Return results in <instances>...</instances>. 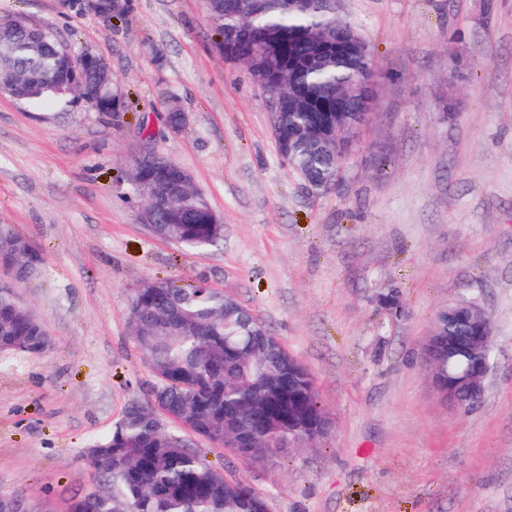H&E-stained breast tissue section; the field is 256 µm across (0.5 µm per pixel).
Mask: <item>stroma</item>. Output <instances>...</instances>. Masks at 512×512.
Returning a JSON list of instances; mask_svg holds the SVG:
<instances>
[{
  "label": "stroma",
  "mask_w": 512,
  "mask_h": 512,
  "mask_svg": "<svg viewBox=\"0 0 512 512\" xmlns=\"http://www.w3.org/2000/svg\"><path fill=\"white\" fill-rule=\"evenodd\" d=\"M338 0L369 43L373 119L335 185L315 192L278 156L271 97L227 61L204 0H131L107 24L82 0H0L104 57L129 107L0 95V224L42 258L17 294L52 339L0 354V496L66 512L99 481L83 454L154 378L126 309L147 278L233 293L313 375L330 433L257 463L206 442L268 512H512V0ZM188 115L166 126L169 98ZM153 148L223 218L204 253L159 238L124 180ZM405 310L390 319L379 295ZM472 298L494 326L483 402L435 391L437 311Z\"/></svg>",
  "instance_id": "obj_1"
}]
</instances>
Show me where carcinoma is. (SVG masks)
I'll use <instances>...</instances> for the list:
<instances>
[{"mask_svg":"<svg viewBox=\"0 0 512 512\" xmlns=\"http://www.w3.org/2000/svg\"><path fill=\"white\" fill-rule=\"evenodd\" d=\"M207 11L224 57L246 66L257 82L274 79L272 111L279 114L278 155L297 175L336 177V122L353 124L372 109L373 68L350 59L352 29L336 18V0H207ZM62 41L40 40L33 20L17 14L0 19V86L8 95L40 103L72 102L64 93L73 78ZM112 68L99 55L84 72V96L99 112H124L122 96H108L101 78ZM172 101L168 127L179 133L185 122ZM159 177L132 163V193ZM159 236L195 250L217 245V223L205 194L187 181L154 198ZM21 236L0 227V255L13 259V280L0 282V352L45 353L51 339L22 303L16 284L31 279L41 261L32 259ZM127 318L136 347L166 389L163 408L176 428H160L152 405L129 408L114 428L88 447L101 478L100 489L70 502L69 512H267L266 499L242 479H228L206 462L184 436L229 448L254 461L279 455L295 443L297 429L329 419L312 374L268 326L233 294L204 280L182 285L147 278L128 300ZM458 329L448 306L436 314L431 335Z\"/></svg>","mask_w":512,"mask_h":512,"instance_id":"1","label":"carcinoma"}]
</instances>
